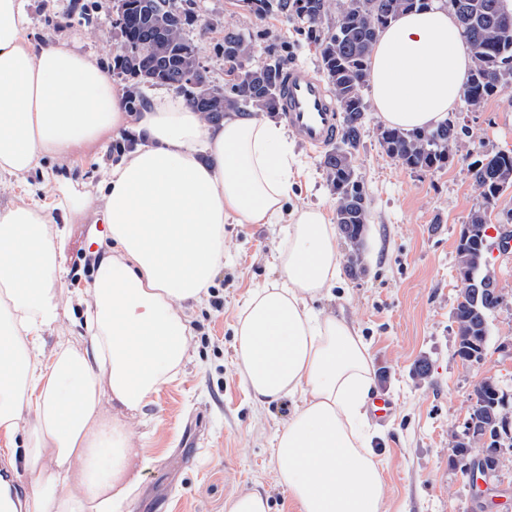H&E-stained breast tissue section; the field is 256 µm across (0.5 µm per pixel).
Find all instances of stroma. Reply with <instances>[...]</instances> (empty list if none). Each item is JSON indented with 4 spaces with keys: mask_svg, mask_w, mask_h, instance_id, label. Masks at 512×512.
<instances>
[{
    "mask_svg": "<svg viewBox=\"0 0 512 512\" xmlns=\"http://www.w3.org/2000/svg\"><path fill=\"white\" fill-rule=\"evenodd\" d=\"M83 16L73 0H29L34 38L79 42L111 64L120 42L113 28L111 0H89ZM199 23L232 27L250 35L248 65L265 61L287 45L289 61L317 65L314 48L290 25L257 19L235 0H193ZM453 120L467 132L451 144L453 160L438 172L407 169L386 155L378 141L380 122L369 115L358 150L369 214L363 247L365 271L342 276L332 302L361 330L370 346L377 390L394 403L392 417L375 424L374 442L384 469L387 512H512V439L498 443L502 468L478 495L471 473L455 451L469 417V398L482 378L505 393L501 417L512 425V249L499 248L512 223V190L490 216L484 271L501 296L489 316L484 358L475 366L456 355L453 311L461 292L456 244L468 217L480 204L468 167L499 151H512V83L502 86L477 112L459 108ZM301 192L289 207L321 206L334 214L336 197L327 185L320 152L295 145ZM96 218L94 208L73 223L56 222L65 239L66 289L91 281L84 242ZM286 242L280 224H226L224 265L213 295L223 301L194 309L191 358L151 403L131 416L137 439L140 482L123 512H225L228 498L258 489L271 512H293L271 462L274 436L292 412L290 400L255 412L236 364L233 327L248 291L274 281L272 256ZM428 364L425 378L414 371Z\"/></svg>",
    "mask_w": 512,
    "mask_h": 512,
    "instance_id": "35a3bbf8",
    "label": "stroma"
}]
</instances>
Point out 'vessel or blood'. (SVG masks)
<instances>
[{
  "label": "vessel or blood",
  "instance_id": "b4317fda",
  "mask_svg": "<svg viewBox=\"0 0 512 512\" xmlns=\"http://www.w3.org/2000/svg\"><path fill=\"white\" fill-rule=\"evenodd\" d=\"M278 108L285 113L289 127L306 147L324 149L340 134L336 103L324 82L307 64L296 62L289 66Z\"/></svg>",
  "mask_w": 512,
  "mask_h": 512
}]
</instances>
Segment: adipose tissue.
Listing matches in <instances>:
<instances>
[{
  "label": "adipose tissue",
  "instance_id": "obj_1",
  "mask_svg": "<svg viewBox=\"0 0 512 512\" xmlns=\"http://www.w3.org/2000/svg\"><path fill=\"white\" fill-rule=\"evenodd\" d=\"M27 2L0 0V179L36 171L52 196L33 190L0 208V438L29 477L20 512H121L139 479L126 416L188 360L189 308L210 296L230 222L285 227L278 279L249 291L235 325L255 410L296 403L274 437L278 484L295 512H385L364 430L370 348L321 307L341 274L336 227L321 208L286 210L295 172L284 124L230 114L214 126L164 91L128 111L96 54L33 39ZM473 61L441 0L400 15L369 56L379 121L444 122ZM126 130L140 139L132 151L76 174L84 151ZM88 206L106 230L87 241L91 283L65 301L52 212ZM65 305L82 343L47 346Z\"/></svg>",
  "mask_w": 512,
  "mask_h": 512
}]
</instances>
